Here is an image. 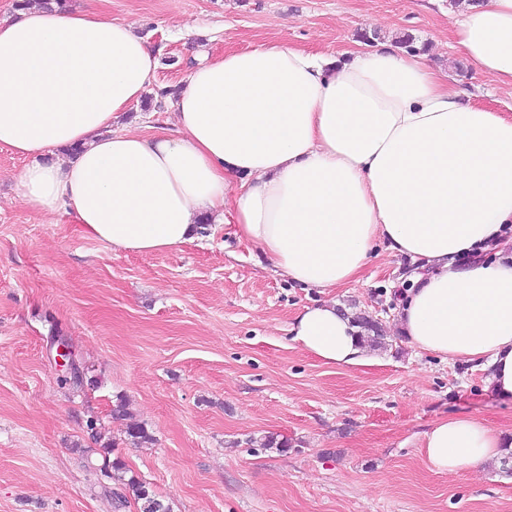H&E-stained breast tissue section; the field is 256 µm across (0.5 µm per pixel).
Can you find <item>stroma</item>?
<instances>
[{
	"label": "stroma",
	"mask_w": 512,
	"mask_h": 512,
	"mask_svg": "<svg viewBox=\"0 0 512 512\" xmlns=\"http://www.w3.org/2000/svg\"><path fill=\"white\" fill-rule=\"evenodd\" d=\"M131 23L157 53L156 78L117 127L175 122L191 70L228 50L285 42L326 55L412 38L471 102L512 110L450 36L469 0H68ZM28 158L0 146V512H137L100 472L115 443L171 512H512V460L465 476L432 473L420 452L437 420L471 415L512 434V400L485 374L415 350L393 330L414 263L384 249L332 291L377 322L371 365H328L291 340L317 290L282 277L229 224L153 255L112 249L74 217L38 215L13 176ZM85 375L65 381L60 346ZM150 440H124L128 421ZM96 420L93 439L86 427ZM273 435L288 449L260 447Z\"/></svg>",
	"instance_id": "35a3bbf8"
}]
</instances>
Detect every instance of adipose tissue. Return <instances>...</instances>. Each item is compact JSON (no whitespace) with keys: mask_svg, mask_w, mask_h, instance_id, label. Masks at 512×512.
Returning a JSON list of instances; mask_svg holds the SVG:
<instances>
[{"mask_svg":"<svg viewBox=\"0 0 512 512\" xmlns=\"http://www.w3.org/2000/svg\"><path fill=\"white\" fill-rule=\"evenodd\" d=\"M453 37L512 89V0H484ZM157 59L132 25L43 0L0 20V145L33 212H70L113 249L149 255L233 221L281 276L325 293L359 276L377 244L420 266L398 333L486 372L512 397V117L462 103L424 58L384 42L343 61L285 44L228 52L178 91L175 128L112 121L152 84ZM74 148L72 157L46 154ZM292 340L322 362L369 365L335 301L304 307ZM502 435L471 416L424 432L437 474L501 459Z\"/></svg>","mask_w":512,"mask_h":512,"instance_id":"ef3b65f1","label":"adipose tissue"}]
</instances>
